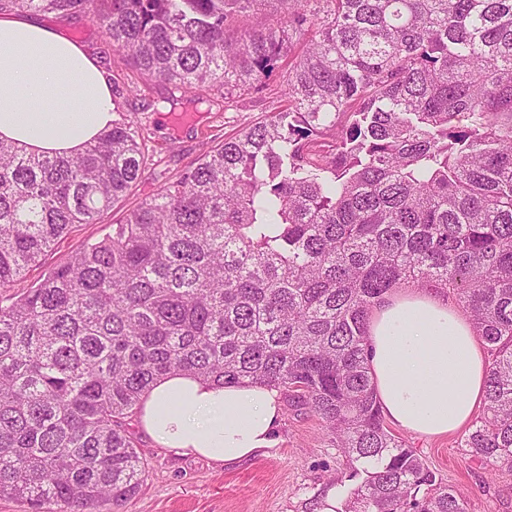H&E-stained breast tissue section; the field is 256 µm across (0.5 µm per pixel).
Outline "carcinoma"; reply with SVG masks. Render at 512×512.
Instances as JSON below:
<instances>
[{
    "instance_id": "carcinoma-1",
    "label": "carcinoma",
    "mask_w": 512,
    "mask_h": 512,
    "mask_svg": "<svg viewBox=\"0 0 512 512\" xmlns=\"http://www.w3.org/2000/svg\"><path fill=\"white\" fill-rule=\"evenodd\" d=\"M0 0L86 11L148 79L266 85L287 107L159 186L112 234L13 283L144 168L127 119L75 156L0 141V498L102 512L146 473L127 430L175 371L291 393L351 461L355 512H466L385 426L370 313L397 288L464 309L492 355L462 447L512 468V0Z\"/></svg>"
}]
</instances>
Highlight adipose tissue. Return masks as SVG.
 Wrapping results in <instances>:
<instances>
[{
    "label": "adipose tissue",
    "mask_w": 512,
    "mask_h": 512,
    "mask_svg": "<svg viewBox=\"0 0 512 512\" xmlns=\"http://www.w3.org/2000/svg\"><path fill=\"white\" fill-rule=\"evenodd\" d=\"M116 118L105 74L78 43L37 20L0 17L1 140L68 156ZM366 350L382 410L407 432H455L484 398L483 344L469 315L445 297L414 288L388 294L370 316ZM174 398L182 409L166 414ZM282 414L278 389L171 373L145 395L139 422L167 452L221 465L272 447Z\"/></svg>",
    "instance_id": "ef3b65f1"
}]
</instances>
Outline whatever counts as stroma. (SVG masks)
Returning a JSON list of instances; mask_svg holds the SVG:
<instances>
[{
    "mask_svg": "<svg viewBox=\"0 0 512 512\" xmlns=\"http://www.w3.org/2000/svg\"><path fill=\"white\" fill-rule=\"evenodd\" d=\"M39 21L84 44L107 72L119 115L139 127L144 173L127 196L103 212L97 223L77 224L30 266L13 286L22 292L51 268L67 263L86 244L111 234L112 227L158 186L176 180L207 152L262 119L284 103L259 87L220 99L217 91L198 100L170 102L168 86L142 79L124 54L113 50L100 25L86 13H42ZM283 418L272 447L256 457L217 465L203 458L167 453L142 430L134 436L149 463V473L132 499L108 504L106 512H315L321 495L335 489L343 512H349V462L334 447L323 421L283 397ZM391 432L414 448L438 483L460 492L467 512H512V469L466 455L464 431L417 437L399 427Z\"/></svg>",
    "mask_w": 512,
    "mask_h": 512,
    "instance_id": "obj_1",
    "label": "stroma"
}]
</instances>
